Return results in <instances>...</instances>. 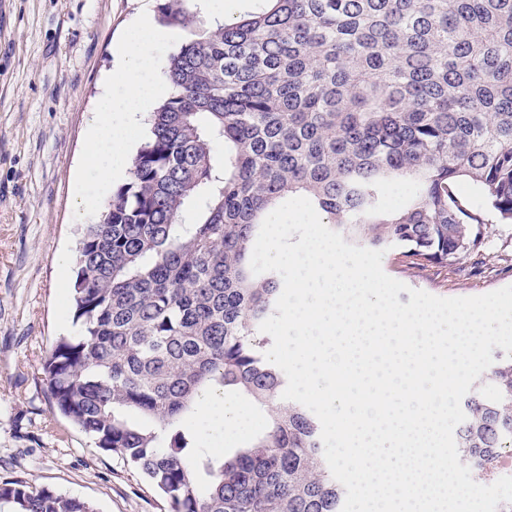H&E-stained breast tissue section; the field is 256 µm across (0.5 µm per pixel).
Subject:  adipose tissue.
Instances as JSON below:
<instances>
[{"instance_id":"ef3b65f1","label":"adipose tissue","mask_w":512,"mask_h":512,"mask_svg":"<svg viewBox=\"0 0 512 512\" xmlns=\"http://www.w3.org/2000/svg\"><path fill=\"white\" fill-rule=\"evenodd\" d=\"M176 38L175 32L147 17L122 42L118 51L120 66L113 79L115 89L96 114L87 143L88 163L77 175L80 192L76 214L102 206V187L129 168L130 133L139 127L141 114L161 89L150 48L154 41Z\"/></svg>"}]
</instances>
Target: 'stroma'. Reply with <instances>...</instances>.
I'll return each mask as SVG.
<instances>
[{"instance_id":"stroma-1","label":"stroma","mask_w":512,"mask_h":512,"mask_svg":"<svg viewBox=\"0 0 512 512\" xmlns=\"http://www.w3.org/2000/svg\"><path fill=\"white\" fill-rule=\"evenodd\" d=\"M160 0H0V483L21 479L91 502L96 512H168L144 474L61 416L43 361L58 337L76 335L70 282L82 224L75 175L90 122L111 89L114 49ZM384 272L444 298L512 285V224L485 225L478 251L448 264L414 265L385 253ZM226 399L244 402L225 391ZM247 424L217 431L213 415L187 420L213 454L260 436L269 416L244 402Z\"/></svg>"}]
</instances>
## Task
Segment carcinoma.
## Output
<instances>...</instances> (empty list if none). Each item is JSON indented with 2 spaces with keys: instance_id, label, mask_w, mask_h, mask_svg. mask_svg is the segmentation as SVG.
I'll return each mask as SVG.
<instances>
[{
  "instance_id": "carcinoma-1",
  "label": "carcinoma",
  "mask_w": 512,
  "mask_h": 512,
  "mask_svg": "<svg viewBox=\"0 0 512 512\" xmlns=\"http://www.w3.org/2000/svg\"><path fill=\"white\" fill-rule=\"evenodd\" d=\"M159 11L187 39L129 181L80 232V330L49 351L47 390L169 512H341L319 423L283 403L285 379L264 357L272 339L259 325L280 279L251 272L255 240L272 210L303 196L349 244L457 262L485 223L463 181L512 223V0H258L214 28L190 0ZM393 182L411 191L388 212ZM226 388L270 422L215 457L186 419L201 393ZM461 406L458 448L482 480L512 453V358L498 357ZM0 502L95 512L23 481L1 484Z\"/></svg>"
}]
</instances>
